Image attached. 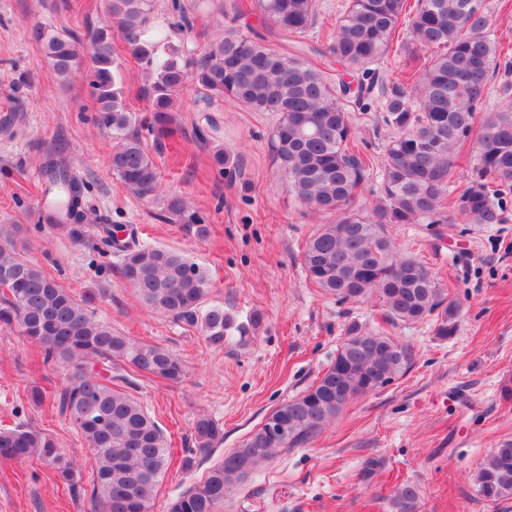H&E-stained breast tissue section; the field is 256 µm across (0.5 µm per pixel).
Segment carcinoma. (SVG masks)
<instances>
[{
    "label": "carcinoma",
    "instance_id": "1",
    "mask_svg": "<svg viewBox=\"0 0 512 512\" xmlns=\"http://www.w3.org/2000/svg\"><path fill=\"white\" fill-rule=\"evenodd\" d=\"M261 17L284 35L306 37L317 16L315 0H257ZM108 14L123 33L128 53L141 65L140 94L150 113L130 110L120 63L105 22L86 37L62 35L42 25L32 29L54 73L63 81L84 68L92 99L90 121L112 135V174L137 197L162 203V219L183 224L201 237L205 219L177 195L161 194L157 165L141 131L156 142L174 135L173 108L188 85L206 99H224L253 112H274L271 150L288 192L303 206L336 216L306 242L302 264L307 278L342 302L378 296L390 320L434 322V335L448 339L459 328L460 305L445 296L435 273L396 250L389 224H501L512 204V56L501 53L486 0H416L407 16L405 0H349L319 51L346 71L361 75L349 94L343 80L333 85L308 63L302 50L281 53L234 30L211 42L200 55L149 30L150 0H109ZM405 45L420 46L431 58L418 77L379 86L378 108L390 142L381 171L380 199L359 205L357 189L370 166L351 147L349 99L370 107L376 69L396 33ZM497 107L486 108L490 94ZM473 142L477 164L463 186L450 187L454 160ZM44 194L54 211L53 228L76 242L94 221L85 208L86 183L48 151L43 156ZM114 225L99 224L92 246L118 258L120 279L142 304L201 328L208 344L224 346L236 325L221 307L202 311L206 273L177 251L141 245L134 235L118 237ZM15 227L0 224V326L15 327L38 347L46 366L65 364L69 380L58 396L61 413L93 451L90 501L97 512H151L159 479L169 464L168 440L147 408L112 386L119 363L145 377L179 381L183 361L172 352L136 341L96 318L95 295L77 297L38 264L24 258L14 242ZM412 364L409 347L357 328L333 363L308 390L275 407L242 447L224 456L193 484L168 512H216L229 488L244 481L277 452L310 441L356 397L403 376ZM200 452L224 443V430L200 415L194 426ZM36 459L50 466L72 496L73 461L49 434L20 423L0 429V462ZM479 497L488 503L512 498V441L494 449L475 476ZM391 512H418L417 488L397 487Z\"/></svg>",
    "mask_w": 512,
    "mask_h": 512
}]
</instances>
